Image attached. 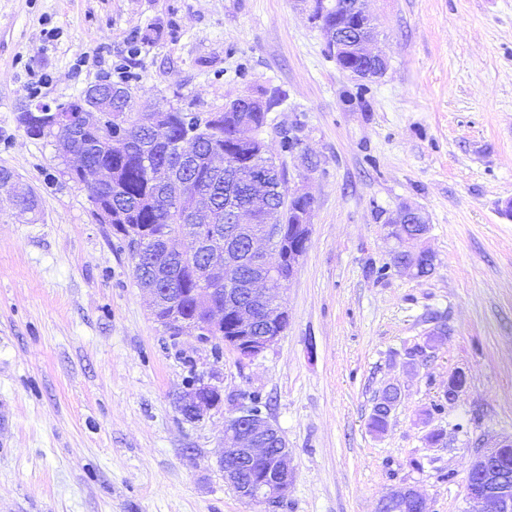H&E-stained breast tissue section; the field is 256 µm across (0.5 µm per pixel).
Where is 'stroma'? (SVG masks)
I'll return each mask as SVG.
<instances>
[{
	"instance_id": "1",
	"label": "stroma",
	"mask_w": 512,
	"mask_h": 512,
	"mask_svg": "<svg viewBox=\"0 0 512 512\" xmlns=\"http://www.w3.org/2000/svg\"><path fill=\"white\" fill-rule=\"evenodd\" d=\"M369 9L388 68L362 90L299 0H0V169L39 203L0 193V512H262L218 465L226 417L256 393L291 451L276 512H375L399 484L430 512H468L478 441L512 434V0ZM157 20L173 34L129 55ZM123 60L139 113L285 94L264 136L315 205L288 328L254 359L169 336L69 158L18 123L29 100L68 101ZM404 205L427 219L430 275L391 265L379 214ZM201 376L222 402L188 422L177 399Z\"/></svg>"
}]
</instances>
